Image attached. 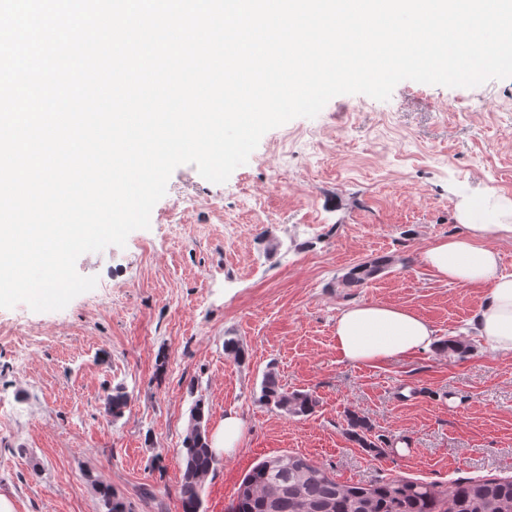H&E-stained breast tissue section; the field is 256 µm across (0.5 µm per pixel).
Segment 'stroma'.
Here are the masks:
<instances>
[{
	"label": "stroma",
	"mask_w": 512,
	"mask_h": 512,
	"mask_svg": "<svg viewBox=\"0 0 512 512\" xmlns=\"http://www.w3.org/2000/svg\"><path fill=\"white\" fill-rule=\"evenodd\" d=\"M512 78L472 88L400 82L386 101L332 98L313 118L266 132L221 184L184 164L125 247L81 255L94 289L64 309H0V495L15 512H182L178 452L195 399L206 425L244 423L219 455L205 512H228L244 478L283 453L342 482L389 478L441 486L512 476V352L473 321L485 286L443 280L423 260L461 217L500 213L490 247L512 274ZM389 262L365 284L351 268ZM379 302L431 323L438 346L377 366L341 361L339 313ZM245 355L234 360L224 342ZM448 339L471 347L458 356ZM317 400L291 417L259 402L266 372ZM128 405L105 414L115 387ZM372 425L383 455L346 433ZM151 496H143V489Z\"/></svg>",
	"instance_id": "stroma-1"
}]
</instances>
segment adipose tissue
Returning <instances> with one entry per match:
<instances>
[{"instance_id": "adipose-tissue-1", "label": "adipose tissue", "mask_w": 512, "mask_h": 512, "mask_svg": "<svg viewBox=\"0 0 512 512\" xmlns=\"http://www.w3.org/2000/svg\"><path fill=\"white\" fill-rule=\"evenodd\" d=\"M498 230L495 224L467 225L465 234L429 248L425 261L445 280L489 285L490 295L474 320V330L493 349L511 352L512 274L501 272L497 252L483 243ZM335 333L341 360L370 366L430 349L437 342L426 319L384 303L361 302L344 309Z\"/></svg>"}]
</instances>
